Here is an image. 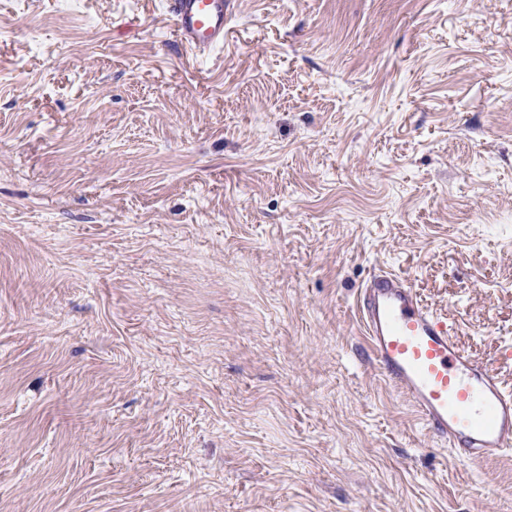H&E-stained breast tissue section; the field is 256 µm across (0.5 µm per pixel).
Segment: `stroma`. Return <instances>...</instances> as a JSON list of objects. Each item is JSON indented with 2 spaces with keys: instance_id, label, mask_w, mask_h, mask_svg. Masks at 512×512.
I'll return each instance as SVG.
<instances>
[{
  "instance_id": "35a3bbf8",
  "label": "stroma",
  "mask_w": 512,
  "mask_h": 512,
  "mask_svg": "<svg viewBox=\"0 0 512 512\" xmlns=\"http://www.w3.org/2000/svg\"><path fill=\"white\" fill-rule=\"evenodd\" d=\"M0 0V512H501L354 305L512 386V0ZM174 33L183 49L198 59H207L224 49V22L230 0H170Z\"/></svg>"
}]
</instances>
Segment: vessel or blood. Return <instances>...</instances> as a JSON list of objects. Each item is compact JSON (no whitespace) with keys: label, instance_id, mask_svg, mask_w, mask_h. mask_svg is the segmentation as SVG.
<instances>
[{"label":"vessel or blood","instance_id":"obj_1","mask_svg":"<svg viewBox=\"0 0 512 512\" xmlns=\"http://www.w3.org/2000/svg\"><path fill=\"white\" fill-rule=\"evenodd\" d=\"M231 0H169L174 33L198 59L224 48ZM356 310L376 365L423 428L457 460L485 464L512 453V388L456 343L447 321L418 298L408 277L381 270Z\"/></svg>","mask_w":512,"mask_h":512}]
</instances>
